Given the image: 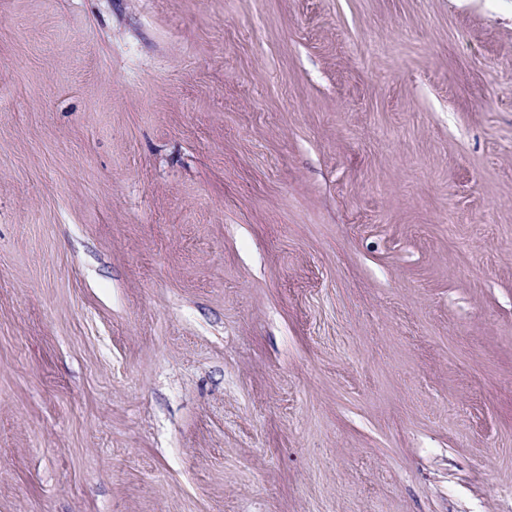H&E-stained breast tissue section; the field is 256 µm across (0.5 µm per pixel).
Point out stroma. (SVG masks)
I'll list each match as a JSON object with an SVG mask.
<instances>
[{
    "label": "stroma",
    "instance_id": "stroma-1",
    "mask_svg": "<svg viewBox=\"0 0 512 512\" xmlns=\"http://www.w3.org/2000/svg\"><path fill=\"white\" fill-rule=\"evenodd\" d=\"M0 512H512V0H0Z\"/></svg>",
    "mask_w": 512,
    "mask_h": 512
}]
</instances>
